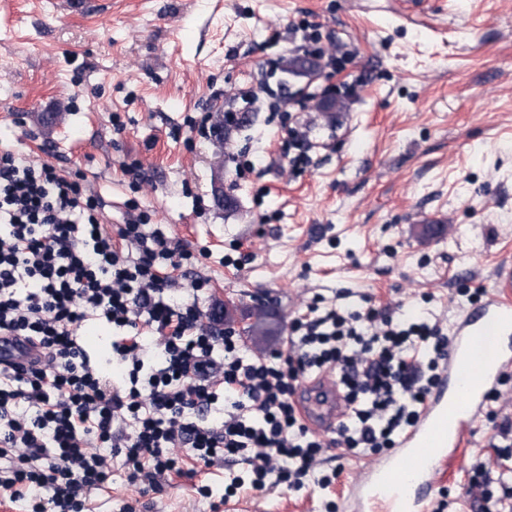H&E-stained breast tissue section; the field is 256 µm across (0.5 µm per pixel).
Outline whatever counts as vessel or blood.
<instances>
[{
  "instance_id": "vessel-or-blood-1",
  "label": "vessel or blood",
  "mask_w": 512,
  "mask_h": 512,
  "mask_svg": "<svg viewBox=\"0 0 512 512\" xmlns=\"http://www.w3.org/2000/svg\"><path fill=\"white\" fill-rule=\"evenodd\" d=\"M512 376V262L498 264L480 305L461 310L449 329L448 356L414 425L393 448L359 467L346 512H431L439 468L465 472L490 396ZM302 423L335 433L344 399L327 373L305 378L294 397Z\"/></svg>"
}]
</instances>
